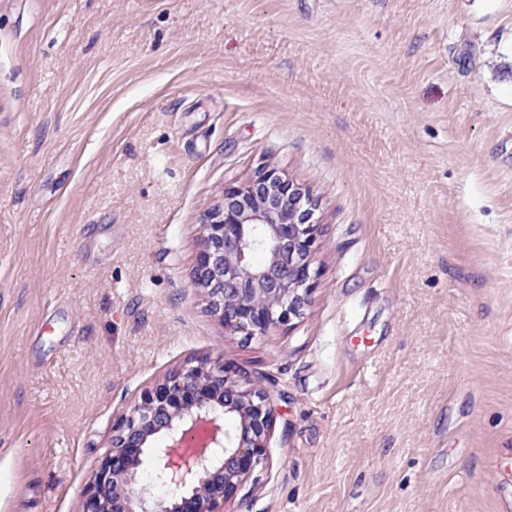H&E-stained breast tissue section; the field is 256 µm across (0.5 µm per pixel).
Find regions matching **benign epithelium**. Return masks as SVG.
Wrapping results in <instances>:
<instances>
[{"mask_svg":"<svg viewBox=\"0 0 512 512\" xmlns=\"http://www.w3.org/2000/svg\"><path fill=\"white\" fill-rule=\"evenodd\" d=\"M314 207L300 184L272 168L225 189L224 202L204 216L193 286L224 327L259 336L303 315ZM271 403L266 388H245L203 358L172 371L116 422L82 512H224L264 460ZM227 416L230 427L221 424ZM147 453L155 481L178 495L151 503L137 489Z\"/></svg>","mask_w":512,"mask_h":512,"instance_id":"benign-epithelium-1","label":"benign epithelium"}]
</instances>
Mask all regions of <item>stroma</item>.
<instances>
[{
	"label": "stroma",
	"mask_w": 512,
	"mask_h": 512,
	"mask_svg": "<svg viewBox=\"0 0 512 512\" xmlns=\"http://www.w3.org/2000/svg\"><path fill=\"white\" fill-rule=\"evenodd\" d=\"M268 168L312 290L247 338L191 271ZM197 358L276 406L224 512H512V0H0V512Z\"/></svg>",
	"instance_id": "obj_1"
}]
</instances>
